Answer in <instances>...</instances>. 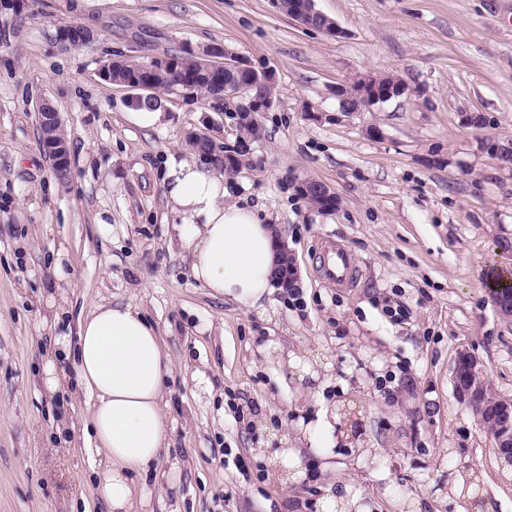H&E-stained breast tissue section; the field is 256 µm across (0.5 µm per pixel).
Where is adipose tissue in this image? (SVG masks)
I'll use <instances>...</instances> for the list:
<instances>
[{"mask_svg": "<svg viewBox=\"0 0 512 512\" xmlns=\"http://www.w3.org/2000/svg\"><path fill=\"white\" fill-rule=\"evenodd\" d=\"M164 185L177 217L174 236L194 279L214 296L255 306L273 286L272 225L256 207L222 204L224 177L204 170L197 153L170 157ZM73 369L92 401L84 450L90 478L111 512H133L134 478L157 462L167 443L162 396L170 359L138 309L112 303L81 322Z\"/></svg>", "mask_w": 512, "mask_h": 512, "instance_id": "ef3b65f1", "label": "adipose tissue"}]
</instances>
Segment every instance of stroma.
Instances as JSON below:
<instances>
[{
	"mask_svg": "<svg viewBox=\"0 0 512 512\" xmlns=\"http://www.w3.org/2000/svg\"><path fill=\"white\" fill-rule=\"evenodd\" d=\"M315 4L343 37L269 0H29L23 18L0 14V512H108L77 449L87 398L46 394L39 373L112 302L141 309L172 361L170 435L135 512H324L331 483L365 512H467L448 487L469 471L490 512H512V474L453 388L467 351L512 397V324L487 288L512 267V167L496 154L512 143V0ZM69 24L94 40L62 47ZM209 48L275 72L263 134L225 183L270 217L300 288L253 308L194 280L163 187L190 133L231 142L232 120L161 90L165 121L149 125L100 76L115 57ZM367 75L407 91L340 112L337 86ZM43 101L68 142L63 179L40 146ZM304 181L329 186L335 208L312 206ZM331 243L352 257V287L319 273ZM345 407L360 422L349 438ZM287 448L303 472L291 486L275 457Z\"/></svg>",
	"mask_w": 512,
	"mask_h": 512,
	"instance_id": "35a3bbf8",
	"label": "stroma"
}]
</instances>
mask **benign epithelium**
<instances>
[{"label":"benign epithelium","instance_id":"benign-epithelium-1","mask_svg":"<svg viewBox=\"0 0 512 512\" xmlns=\"http://www.w3.org/2000/svg\"><path fill=\"white\" fill-rule=\"evenodd\" d=\"M290 17L306 27L318 28L332 37H340L343 31L336 22L315 8L314 0H292ZM92 30L83 25H65L59 29L58 40L65 47H76L93 40ZM222 51H206L193 56L195 62L194 76L199 81H209L215 91L214 103L219 111H224V104L238 102L240 108L235 112V122L241 117L259 121V117L272 106L271 98L259 91L262 85L274 83L275 73L270 67H256L246 60L233 62L236 70L248 75L247 80L224 82V62L220 57ZM176 58L170 54L152 56L141 62L140 67L129 74L123 69V60L112 59L101 68L104 80L124 86L132 91L131 105L140 109L156 101L154 95L156 76L170 74L176 70ZM351 89L355 92L358 106L356 111L364 112L377 103L402 95L406 87L396 90L386 89L371 76L359 77L336 92L344 93ZM39 122L41 130V146L43 151L52 158L55 170L63 172L68 168V148L61 133L59 113L47 103L40 107ZM190 141L201 144V157L211 161L217 157L219 146L207 137V133L193 132ZM302 195L317 194L324 202H332L335 193L320 182H303L298 186ZM277 241V264L273 271V279L280 287L289 292L299 288L298 269L294 258L290 256L280 233H275ZM454 384L457 398L468 405L481 425L493 434L498 454L512 464V398L499 394L493 382L485 374L481 362L475 356L463 352L458 355L454 367Z\"/></svg>","mask_w":512,"mask_h":512}]
</instances>
